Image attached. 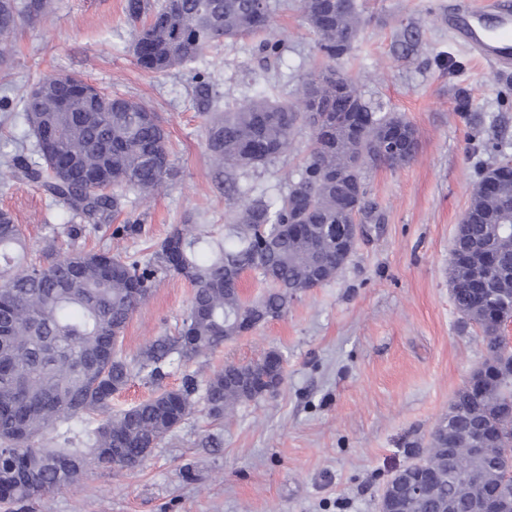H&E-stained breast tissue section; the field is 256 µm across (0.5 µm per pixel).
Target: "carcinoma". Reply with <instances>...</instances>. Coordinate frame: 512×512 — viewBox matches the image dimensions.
Instances as JSON below:
<instances>
[{"mask_svg": "<svg viewBox=\"0 0 512 512\" xmlns=\"http://www.w3.org/2000/svg\"><path fill=\"white\" fill-rule=\"evenodd\" d=\"M280 7L268 0L260 15L255 0H126L129 21L145 22L148 43L137 64L166 73L196 61L213 44L257 34ZM49 0H0V43L5 44L24 19L44 16ZM297 8L316 37L317 53L336 60L343 45L332 30L359 33L355 0L346 14L319 23L326 0H297ZM279 40L256 45L267 65L283 57ZM50 76L24 101V119L34 138L36 158L18 155L11 172L40 184L66 208L64 225L77 239L120 210L124 192H148L172 180L174 167L155 165L151 149L171 155L160 116L126 97L100 92L98 111L80 98L81 84L59 86ZM198 104L216 97L199 73L193 85ZM77 98L73 112H61L58 98ZM360 111L365 134L351 139L336 124V113ZM205 147L224 172V193L234 216L214 232L204 224H178L140 263L105 251L56 254L48 244L43 259L27 262V245L13 216L0 210V505L29 503L73 487L97 464L118 469L142 466L153 450L203 403L208 416L222 420L238 406L271 394L270 381L284 382L282 354L269 350L247 362L230 361L202 381L190 375L182 388L163 390L130 408L112 411V396L135 376L155 385L174 362L190 361L238 336L244 321L259 326L280 318L300 294L336 277L356 243L339 240L341 188L324 177L336 166V154L371 156L377 130L390 124L410 126L400 114L384 112L365 100L331 98L325 111L307 112L304 95L294 101L257 98L222 113L202 112ZM311 131L303 165L274 197L254 196L240 178L274 164L292 148L297 130ZM471 214L478 219L456 232L448 263V282L456 309L476 325L488 355L477 370H497L482 395L460 389L448 416L431 431L428 446L410 448V462L397 470L424 482V493L408 491L399 508L380 499L381 512H474L486 481L495 478L501 458L512 455V418L500 408L512 404V349L493 343L497 325L512 319V177L499 179L492 196L474 192ZM299 224L296 236H282L280 225ZM486 250L495 263L491 287L470 286L469 247ZM176 274L194 288L187 317L174 336H160L129 359L121 349L124 329L151 292L158 272ZM241 271L257 275L266 291L246 301L228 282ZM199 399H194L196 392ZM495 432L490 451L476 462L465 452L474 430Z\"/></svg>", "mask_w": 512, "mask_h": 512, "instance_id": "cac0c4a2", "label": "carcinoma"}]
</instances>
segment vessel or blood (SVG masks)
Returning <instances> with one entry per match:
<instances>
[{"label":"vessel or blood","mask_w":512,"mask_h":512,"mask_svg":"<svg viewBox=\"0 0 512 512\" xmlns=\"http://www.w3.org/2000/svg\"><path fill=\"white\" fill-rule=\"evenodd\" d=\"M454 34L466 48L474 50L491 65H512V6L500 0L493 18L466 4L453 11Z\"/></svg>","instance_id":"vessel-or-blood-1"}]
</instances>
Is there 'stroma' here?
<instances>
[{"mask_svg": "<svg viewBox=\"0 0 512 512\" xmlns=\"http://www.w3.org/2000/svg\"><path fill=\"white\" fill-rule=\"evenodd\" d=\"M452 0H356L361 30L336 60L372 104L404 116L419 148L407 164L365 171L377 219L347 264L324 286L302 293L284 317L188 363H174L160 385L133 380L116 395L125 408L204 379L225 361L275 349L284 355L278 391L213 420L198 410L139 468L98 467L21 512H378L408 443H426L456 391L487 355L481 331L457 311L448 285L456 227L482 174L512 159V74H499L448 32ZM125 0H53V13L17 28L0 66V208L22 225L33 256L47 238L64 241L67 213L36 183L14 178L11 157L32 141L21 96L45 77L83 76L106 92L140 101L161 116L176 178L151 195L129 194L118 212L75 245L145 259L172 225L222 227L230 211L214 184L192 78L209 77L215 110L258 95L295 99L317 63L315 36L296 5L273 14L268 37L283 40L281 61L263 71L256 37L223 42L196 62L164 74L133 55ZM470 109H456L457 96ZM309 130L267 170L249 178L272 195L306 155ZM192 288L160 275L128 322L133 355L157 336L176 334Z\"/></svg>", "mask_w": 512, "mask_h": 512, "instance_id": "obj_1", "label": "stroma"}]
</instances>
